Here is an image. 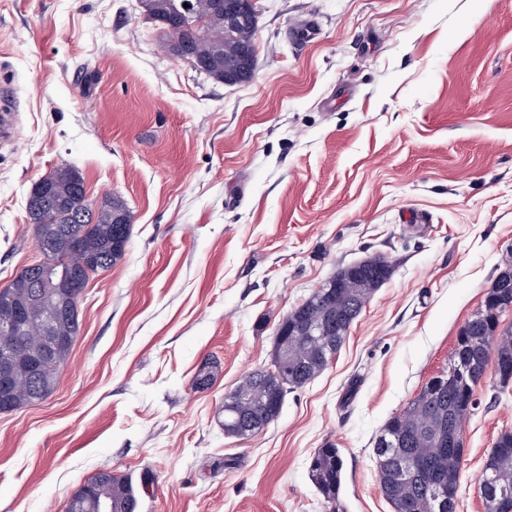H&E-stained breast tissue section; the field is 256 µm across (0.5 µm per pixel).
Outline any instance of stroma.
I'll return each mask as SVG.
<instances>
[{
  "label": "stroma",
  "mask_w": 512,
  "mask_h": 512,
  "mask_svg": "<svg viewBox=\"0 0 512 512\" xmlns=\"http://www.w3.org/2000/svg\"><path fill=\"white\" fill-rule=\"evenodd\" d=\"M256 2V69L232 85L168 54L137 0H0L18 133L0 141V288L41 258L26 199L55 168L133 216L53 393L0 413V512H65L103 469L139 512H330L309 475L327 443L341 512H393L374 442L512 254V0L480 18L477 0ZM369 255L394 274L332 364L263 432L225 436L224 395L270 367L283 317ZM494 386L466 425L458 512H485L477 478L512 430Z\"/></svg>",
  "instance_id": "1"
}]
</instances>
